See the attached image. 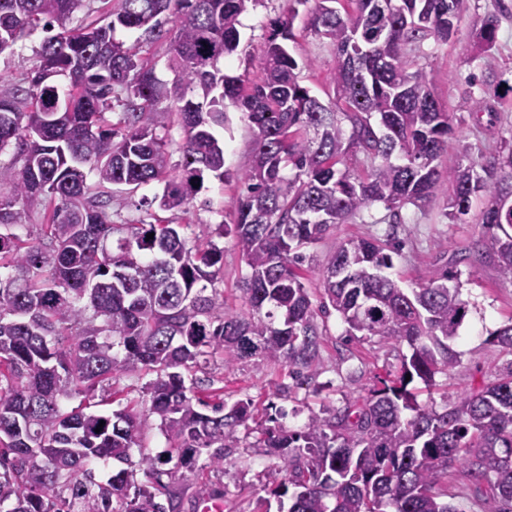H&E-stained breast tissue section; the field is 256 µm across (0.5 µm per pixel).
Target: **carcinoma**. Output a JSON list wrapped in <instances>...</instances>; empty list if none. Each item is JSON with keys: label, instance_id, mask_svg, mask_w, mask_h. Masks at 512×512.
Segmentation results:
<instances>
[{"label": "carcinoma", "instance_id": "cac0c4a2", "mask_svg": "<svg viewBox=\"0 0 512 512\" xmlns=\"http://www.w3.org/2000/svg\"><path fill=\"white\" fill-rule=\"evenodd\" d=\"M87 2L0 0V53L40 27L52 32L25 75H0V154L13 148L0 161V186L9 185L0 193V512H183L178 470L195 471L203 455L223 467L225 441L252 413L250 402L196 395V369L217 355L226 365L260 355L300 378L318 356L317 312L331 309L347 335L409 353L365 401L301 431L262 430L259 444L286 474L270 494L288 498V512H460L448 503L454 467L481 512H512V323L490 333L508 356L494 380L439 412L418 395L457 364L448 342L468 314L448 269L409 295L386 273L396 247L362 238L339 243L320 269L319 307L300 281L304 249L331 226L377 204L395 218L443 197L454 221L482 202L478 223L493 231L498 274L512 284V149L439 170L451 116L409 60L429 37L448 41L468 0H350L344 14L340 0H315L310 26L336 47L341 108L301 84L292 15L270 20L258 83L221 73L260 0H117L106 24L70 27ZM170 22L178 75L167 82L139 44L113 33L161 42ZM496 30V16H484L482 43ZM230 106L255 138L239 175L246 193L225 228L248 267L247 308L232 313L208 289L224 248L188 246L182 225L150 210L136 224L116 221L101 191L158 183L151 203L186 211L206 178L224 181L215 128ZM173 116L184 134L174 165ZM359 163L371 172L356 174ZM36 213L37 234L14 232ZM137 366L156 374L147 408L86 412L100 384ZM153 427L167 441L157 454L141 445ZM109 460L122 468L95 480L91 465ZM136 469L151 488L135 487Z\"/></svg>", "mask_w": 512, "mask_h": 512}]
</instances>
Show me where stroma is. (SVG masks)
<instances>
[{
    "mask_svg": "<svg viewBox=\"0 0 512 512\" xmlns=\"http://www.w3.org/2000/svg\"><path fill=\"white\" fill-rule=\"evenodd\" d=\"M291 10L296 13L295 40L289 50L299 63L301 81L324 103L335 104L336 50L329 40L310 29L308 19L313 6L309 2L298 6L293 0H260L241 18L237 53L221 60L219 67L248 82L258 81L260 73L254 60L267 24ZM490 13L497 15L498 27L492 47L486 48L476 38L474 21ZM414 65L424 70L435 98L453 117L454 132L439 161L441 169L491 159L501 147L512 145V0H469L453 37L443 44L427 40ZM492 94L499 97L498 115L493 125L486 126L478 123L470 105L472 99ZM219 135L224 140L225 179L207 180L193 206L172 215L174 223L185 225L192 246L216 237L218 224L232 223L239 193L237 175L251 161L253 139L240 112L229 111L228 122ZM371 212L375 223L336 225L309 247L315 265L302 271V282L312 303H319L318 265L333 252L337 242L357 238L383 241L392 237L399 242L390 275L407 290L427 283L435 268L449 267L454 274L450 287L459 289L469 304L468 315L452 343L460 362L448 373L437 375L435 387L418 396L419 402L443 409L464 391L487 383L503 364L505 357L491 342L489 333L512 322V285L499 277L491 258V234L478 223L476 214L450 221L440 199L419 208L403 207L395 225L385 223L383 205L373 206ZM219 240L224 248V268L214 286L224 296L225 310L237 311L245 304L241 280L247 266L232 235ZM477 246L482 247L484 256L475 262L471 254ZM317 323L323 335L309 380L292 379L286 363L260 356L229 367L222 358L211 361L204 373L211 401H248L253 405V415L227 440L223 468L186 474L183 484L187 496H194L203 484H216L224 488V512H277L278 503L271 491L284 480L285 473L276 459L259 447L261 430L277 417L287 429L300 430L312 416L323 415L326 409L344 407L349 399H366L381 381L399 370L401 347L374 337L346 336L344 324L334 313L318 316ZM146 381L138 370L117 376L111 386L97 389L100 410H119L130 403L147 407L149 398L143 390Z\"/></svg>",
    "mask_w": 512,
    "mask_h": 512,
    "instance_id": "35a3bbf8",
    "label": "stroma"
}]
</instances>
